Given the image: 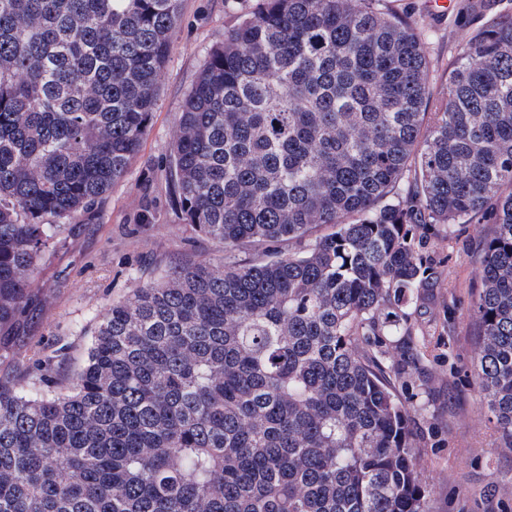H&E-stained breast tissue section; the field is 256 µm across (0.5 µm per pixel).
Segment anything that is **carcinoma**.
<instances>
[{
  "mask_svg": "<svg viewBox=\"0 0 512 512\" xmlns=\"http://www.w3.org/2000/svg\"><path fill=\"white\" fill-rule=\"evenodd\" d=\"M179 2L0 0V362L66 220L141 149ZM485 8L432 112L425 43L383 0H259L224 33L169 167L224 258L112 302L77 373L0 380V512H427L411 415L356 344L387 309L411 335L427 224L494 225L471 318L512 445V11Z\"/></svg>",
  "mask_w": 512,
  "mask_h": 512,
  "instance_id": "1",
  "label": "carcinoma"
}]
</instances>
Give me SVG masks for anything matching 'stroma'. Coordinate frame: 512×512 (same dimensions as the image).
Masks as SVG:
<instances>
[{"label": "stroma", "mask_w": 512, "mask_h": 512, "mask_svg": "<svg viewBox=\"0 0 512 512\" xmlns=\"http://www.w3.org/2000/svg\"><path fill=\"white\" fill-rule=\"evenodd\" d=\"M444 14L430 0H385L410 18L426 44L429 90L446 94L448 69L460 45L481 24L460 11ZM258 0H180L167 62L158 82V102L144 143L125 176L91 210L76 213L83 230L57 249L50 266L31 280L44 299L42 318L31 326L0 376L23 377L32 359L61 349L67 370L79 368L91 334L113 301L138 283L159 279L188 261H219L222 245L186 224L175 201L168 160L185 95L210 50ZM493 230L489 224H429L415 234L427 257L432 287L407 308L409 345L387 343L384 365L407 364L395 379L396 394L409 409L418 435L419 468L429 490L428 512H512V448L489 421L469 315L478 266L473 252Z\"/></svg>", "instance_id": "stroma-1"}]
</instances>
